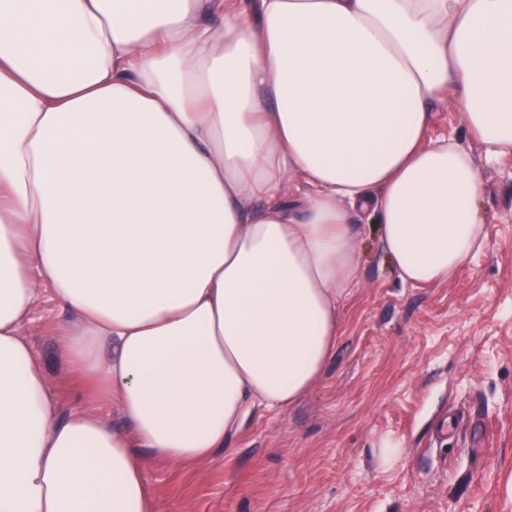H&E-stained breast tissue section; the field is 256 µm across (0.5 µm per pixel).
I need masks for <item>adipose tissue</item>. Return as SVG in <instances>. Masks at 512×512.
<instances>
[{
    "label": "adipose tissue",
    "instance_id": "adipose-tissue-1",
    "mask_svg": "<svg viewBox=\"0 0 512 512\" xmlns=\"http://www.w3.org/2000/svg\"><path fill=\"white\" fill-rule=\"evenodd\" d=\"M453 104L471 152L437 136ZM512 0H0V512H158L248 404L322 378L375 224L397 276L484 242ZM84 397L22 333L42 293ZM66 313L57 301L45 293L36 305L32 321L25 328L26 336L33 344L37 355L45 367L50 387L58 397L61 413L67 415L73 409L82 406H93L105 415L115 425H124V419L115 406L105 402L92 403L80 397L76 391L65 381L63 369L55 347L52 330Z\"/></svg>",
    "mask_w": 512,
    "mask_h": 512
}]
</instances>
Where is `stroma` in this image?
I'll use <instances>...</instances> for the list:
<instances>
[{
  "mask_svg": "<svg viewBox=\"0 0 512 512\" xmlns=\"http://www.w3.org/2000/svg\"><path fill=\"white\" fill-rule=\"evenodd\" d=\"M480 176L485 239L456 278L403 283L365 231L319 383L253 408L208 462L152 465L159 512H512V159ZM64 315L43 296L25 333L66 414L86 401L52 336Z\"/></svg>",
  "mask_w": 512,
  "mask_h": 512,
  "instance_id": "1",
  "label": "stroma"
}]
</instances>
